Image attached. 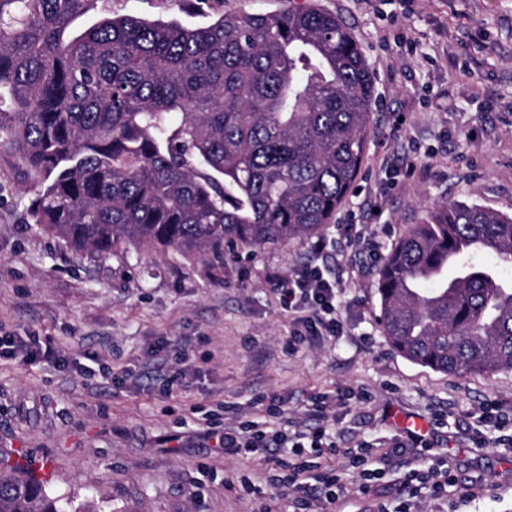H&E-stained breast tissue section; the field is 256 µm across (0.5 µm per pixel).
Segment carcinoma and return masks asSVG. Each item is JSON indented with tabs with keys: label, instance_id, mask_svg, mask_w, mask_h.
I'll return each instance as SVG.
<instances>
[{
	"label": "carcinoma",
	"instance_id": "1",
	"mask_svg": "<svg viewBox=\"0 0 512 512\" xmlns=\"http://www.w3.org/2000/svg\"><path fill=\"white\" fill-rule=\"evenodd\" d=\"M98 0H0V145L38 189L33 223L98 265L224 258L322 234L361 169L375 83L350 30L310 4L200 27ZM457 265L448 270V253ZM491 256L494 264L474 255ZM512 215L432 209L377 271L383 335L455 376L512 371ZM0 512H66L0 469Z\"/></svg>",
	"mask_w": 512,
	"mask_h": 512
}]
</instances>
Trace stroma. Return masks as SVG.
I'll list each match as a JSON object with an SVG mask.
<instances>
[{
    "mask_svg": "<svg viewBox=\"0 0 512 512\" xmlns=\"http://www.w3.org/2000/svg\"><path fill=\"white\" fill-rule=\"evenodd\" d=\"M309 0H99L100 13L196 27L222 12L267 13ZM354 33L375 79L366 155L326 231L224 264L178 252L94 266L32 223L33 179L0 148V336L51 340L89 373L0 360V464L48 466L50 496L85 512H294L292 498L251 494L264 455H224L215 438L251 421L294 430L326 424L324 456L351 489L341 512L396 507L392 484L436 460L459 488L415 512H512V446L483 407L512 412V371L463 377L392 350L380 326L377 269L388 244L453 201L512 213V0H318ZM306 264L341 283V336L290 350L291 319L268 272ZM195 374L177 380L182 353ZM335 397L326 418L315 398ZM425 418L427 448L396 454L399 420ZM489 438L483 447L474 431ZM374 451L384 493L362 492L342 451Z\"/></svg>",
    "mask_w": 512,
    "mask_h": 512,
    "instance_id": "obj_1",
    "label": "stroma"
}]
</instances>
